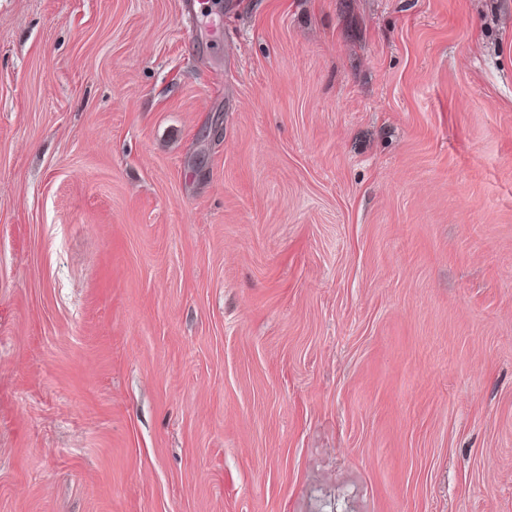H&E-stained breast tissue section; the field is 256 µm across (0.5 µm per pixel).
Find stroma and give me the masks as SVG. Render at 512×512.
<instances>
[{
  "label": "stroma",
  "instance_id": "obj_1",
  "mask_svg": "<svg viewBox=\"0 0 512 512\" xmlns=\"http://www.w3.org/2000/svg\"><path fill=\"white\" fill-rule=\"evenodd\" d=\"M0 0V512H512V0Z\"/></svg>",
  "mask_w": 512,
  "mask_h": 512
}]
</instances>
